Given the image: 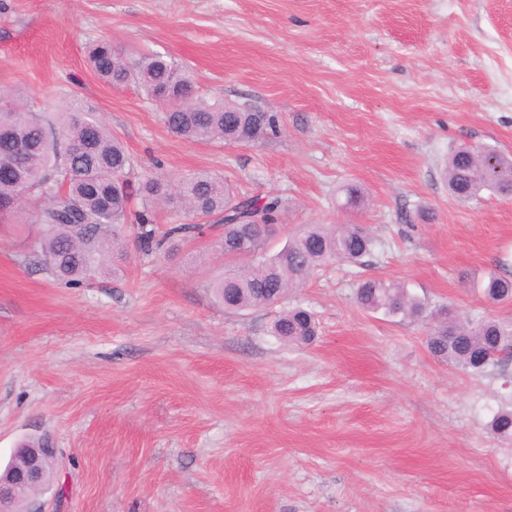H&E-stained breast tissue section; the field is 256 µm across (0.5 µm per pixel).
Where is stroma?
Segmentation results:
<instances>
[{"label": "stroma", "mask_w": 512, "mask_h": 512, "mask_svg": "<svg viewBox=\"0 0 512 512\" xmlns=\"http://www.w3.org/2000/svg\"><path fill=\"white\" fill-rule=\"evenodd\" d=\"M106 40L189 68L195 103L277 115L248 145L172 135L136 85L88 68ZM0 92L34 111L85 101L138 176L207 170L304 224L365 225L362 263L332 261L265 308L216 304L209 227L175 255L129 240L120 276L55 281L27 226L0 217V463L48 438L40 512H512V359L480 375L437 360L443 309L512 317L479 288L512 274V197L455 201L444 168L469 143L512 156V0H0ZM367 203L339 207L343 186ZM396 279L421 322L368 313L359 282ZM315 341L272 333L285 309ZM273 333L288 344L308 345L318 335V326L308 310L288 308L275 321Z\"/></svg>", "instance_id": "obj_1"}]
</instances>
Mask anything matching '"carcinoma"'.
Masks as SVG:
<instances>
[{
  "instance_id": "1",
  "label": "carcinoma",
  "mask_w": 512,
  "mask_h": 512,
  "mask_svg": "<svg viewBox=\"0 0 512 512\" xmlns=\"http://www.w3.org/2000/svg\"><path fill=\"white\" fill-rule=\"evenodd\" d=\"M88 63L113 88L133 83L148 98L170 102L173 111L165 113V122L179 138L238 144L248 132L257 141L276 129V117L267 112L194 104L191 75L160 55L131 61L101 41L88 51ZM134 166L122 141L88 104H65L51 119L19 99L0 105V212L35 225L37 252L56 281L80 285L101 272L117 275L129 258L131 224L137 226L141 251L179 250L202 234L203 225L173 224L156 235L154 212L174 204L192 218L214 217L224 226V271L209 288L226 311L277 303L317 268L336 259L358 263L372 249L361 224H306L268 255L265 246L283 209L280 197L240 196L224 178L203 170L172 180L137 179ZM445 179L450 195L463 203L478 200L484 190L511 192L512 157L461 144L448 155ZM480 288L492 303L512 302V276L493 273ZM356 302L367 312L415 321L425 310L419 298L393 280H363ZM273 333L289 344L308 345L318 326L308 310L289 308L275 321ZM425 341L437 359L481 374L512 356V320L448 316L428 326ZM490 430L512 442V410L496 413Z\"/></svg>"
}]
</instances>
